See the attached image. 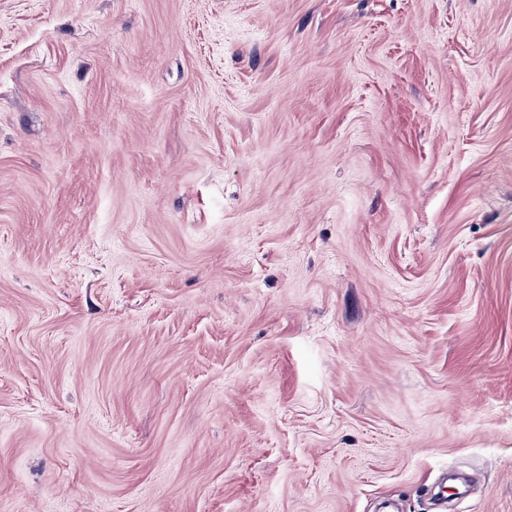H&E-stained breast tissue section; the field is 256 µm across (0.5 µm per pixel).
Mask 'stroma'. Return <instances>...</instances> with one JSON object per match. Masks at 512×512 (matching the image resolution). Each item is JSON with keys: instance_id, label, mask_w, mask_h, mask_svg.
<instances>
[{"instance_id": "obj_1", "label": "stroma", "mask_w": 512, "mask_h": 512, "mask_svg": "<svg viewBox=\"0 0 512 512\" xmlns=\"http://www.w3.org/2000/svg\"><path fill=\"white\" fill-rule=\"evenodd\" d=\"M512 512V0H0V512Z\"/></svg>"}]
</instances>
